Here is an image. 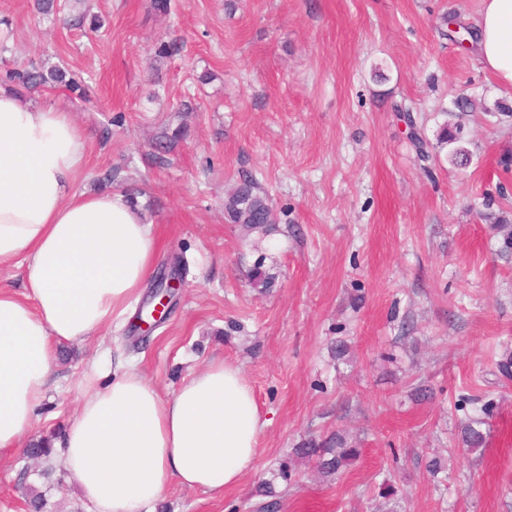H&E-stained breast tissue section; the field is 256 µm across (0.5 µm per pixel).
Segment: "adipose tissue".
Wrapping results in <instances>:
<instances>
[{"label":"adipose tissue","instance_id":"1","mask_svg":"<svg viewBox=\"0 0 512 512\" xmlns=\"http://www.w3.org/2000/svg\"><path fill=\"white\" fill-rule=\"evenodd\" d=\"M481 66L512 86V0H484ZM85 136L71 115L0 87V451L32 430L55 347L122 317L154 274L151 225L119 193L78 190ZM264 421L240 369L212 359L163 395L133 366L80 384L62 462L90 512H151L171 482L222 497L258 455Z\"/></svg>","mask_w":512,"mask_h":512}]
</instances>
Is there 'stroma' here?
Here are the masks:
<instances>
[{"instance_id": "1", "label": "stroma", "mask_w": 512, "mask_h": 512, "mask_svg": "<svg viewBox=\"0 0 512 512\" xmlns=\"http://www.w3.org/2000/svg\"><path fill=\"white\" fill-rule=\"evenodd\" d=\"M101 29L34 0H0V67L68 70L87 99L68 112L87 138L77 180L132 200L153 226L156 265L186 270L147 338L137 306L83 344L60 343V382L33 435L60 438L92 366L133 365L162 394L221 357L239 367L266 421L255 467L216 499L174 484L170 512H256L261 480L302 442L343 434L359 459L336 476L295 463L280 512H512V87L450 42L483 0H85ZM167 54H159L160 44ZM476 110L457 118L453 100ZM460 124L469 161L420 162L410 129ZM250 173L275 221L224 220ZM505 190L503 202L484 198ZM348 346L335 353L337 342ZM485 406L487 440L460 429ZM443 469L431 475L428 464ZM51 479L22 451L0 455V512H89L61 460Z\"/></svg>"}]
</instances>
